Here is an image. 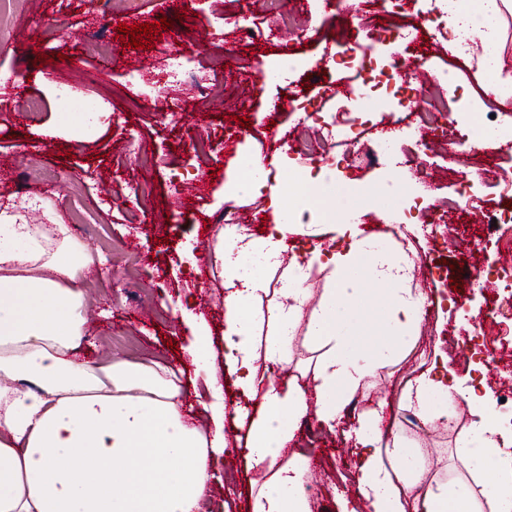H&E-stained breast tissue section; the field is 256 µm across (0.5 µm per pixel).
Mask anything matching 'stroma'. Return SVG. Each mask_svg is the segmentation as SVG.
<instances>
[{
    "instance_id": "35a3bbf8",
    "label": "stroma",
    "mask_w": 512,
    "mask_h": 512,
    "mask_svg": "<svg viewBox=\"0 0 512 512\" xmlns=\"http://www.w3.org/2000/svg\"><path fill=\"white\" fill-rule=\"evenodd\" d=\"M286 9L299 24L282 32L271 29L260 0H184L167 14H160L153 0H141L138 11L100 17L91 0H22L10 15L0 19V73L11 74L0 83V157L12 159V177L0 178V199L19 191L39 194L55 209L60 222H68L73 206H82L94 223L104 225L112 240L109 253L99 251L93 239L85 244L93 259L89 271L92 304L86 324L87 338L79 355L92 361L112 351L135 359L163 360L182 366L185 409L196 421L205 413L196 399L205 393L204 376L192 365L181 364L184 346L193 339L191 315H201L212 330V362L224 367V285L211 272L208 243L214 236V217L232 205L237 223L273 221L271 192L262 196L231 198V186L253 156H260L271 178H278L284 156L293 147L320 148L312 127L301 122L303 109L327 114L336 109L337 90L351 91L363 82L360 72L329 69L326 51L339 52L358 38L356 25L336 5V0H285ZM168 26H160V18ZM62 23L57 42L61 59H47L43 29ZM149 23L153 32L142 35L141 48L128 47L119 25ZM249 26L254 36L235 40L239 26ZM190 51L199 78L224 85L220 99H204L188 91L186 84L169 83L160 70L157 49ZM296 59V70L281 68L285 58ZM140 70L155 83L152 95H142L127 81L128 71ZM72 89L67 113L78 114L86 99L100 97L112 105L110 125L82 139L72 138L63 127L51 90L58 81ZM42 100L38 115H30L24 103ZM179 103V123L169 122V105ZM249 126H242V119ZM456 105H449L445 125L431 131L424 165L407 167L404 155H382L377 146L386 127L367 124L350 145L342 146L346 159L328 171L335 190V204L343 209L363 203L359 222L367 232L379 234L382 244L395 236L393 211L398 201L386 187L387 177L406 170L409 194L434 200L449 199L448 230L430 234L427 220H420L412 235L415 250L425 262L415 274L446 269L448 280L433 294L441 303V317L422 324L418 350L442 349L451 357L449 366L458 377L470 376L471 360L458 344L466 328L455 305L466 301L473 317L482 318L485 334H498L497 324L485 316L508 280L490 278L483 287L470 285V271L481 263L496 269H512V255L500 252L495 232L488 225L500 204L495 189L483 191L480 213L454 202L461 177L479 165L489 177L512 181V149L490 144L477 154L456 158L448 155V142L458 128ZM55 136H47V129ZM136 141H128L129 132ZM208 140L210 150L202 160L189 154V143ZM146 156L165 158L162 167H146ZM182 174L174 183L172 174ZM136 239L138 271L129 274L128 239ZM413 356L385 365L371 379L368 391L354 396L357 413L386 400L392 425L407 447L417 449L429 482L461 479L458 446L470 424L467 408H460L456 430L442 425L409 424L399 404L402 377L413 368ZM224 419L227 448L215 465L214 494L207 512H246L250 483L262 479L261 469L247 459V429L241 426L227 398ZM296 445L286 449L309 457L320 472L309 484L312 512H340L338 499L359 505L353 479L359 463L352 440L341 432L322 431L308 436L295 433Z\"/></svg>"
}]
</instances>
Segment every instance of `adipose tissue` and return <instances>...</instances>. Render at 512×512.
I'll return each mask as SVG.
<instances>
[{
	"label": "adipose tissue",
	"mask_w": 512,
	"mask_h": 512,
	"mask_svg": "<svg viewBox=\"0 0 512 512\" xmlns=\"http://www.w3.org/2000/svg\"><path fill=\"white\" fill-rule=\"evenodd\" d=\"M450 2L502 64L500 20L512 0ZM277 200L285 215L263 235L245 226L216 230L212 265L224 282V365L254 404L247 450L265 472L252 486L250 512H312L308 460L282 459L309 397L317 399L319 422L335 430L351 397L415 345L427 296L414 287L402 246L379 247L358 225L338 223L325 185L287 180ZM298 208L321 220L319 240L296 243L301 226L288 213ZM247 258L252 266H244ZM90 262L67 225L48 229L0 210V512H199L224 451V389L208 359L210 328L194 317V339L183 349L212 397L202 427L186 419L171 365L109 352L78 360ZM315 265L330 271L332 283L312 310L306 275ZM271 271L281 274L275 289L265 278ZM301 324L319 353L311 394L297 376L278 377ZM439 395L459 399L471 416L459 447L471 483L423 486L415 449L383 431L374 410L354 429L360 496L371 512H478L479 497L490 512H512V440L495 426L493 402L458 385L436 360L406 381L400 401L433 424L448 414Z\"/></svg>",
	"instance_id": "1"
}]
</instances>
